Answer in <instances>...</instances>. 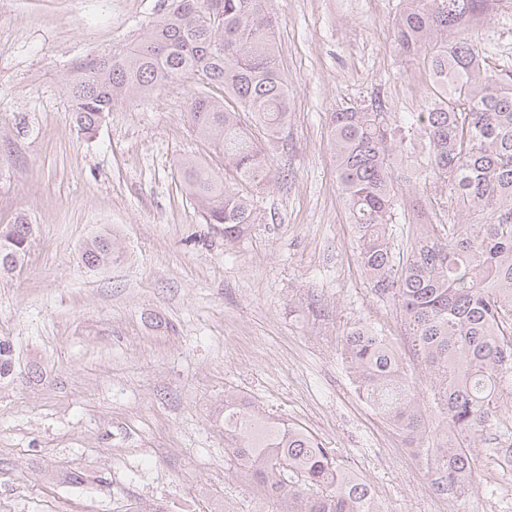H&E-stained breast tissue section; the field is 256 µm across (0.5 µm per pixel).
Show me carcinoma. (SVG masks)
Here are the masks:
<instances>
[{"label":"carcinoma","instance_id":"cac0c4a2","mask_svg":"<svg viewBox=\"0 0 512 512\" xmlns=\"http://www.w3.org/2000/svg\"><path fill=\"white\" fill-rule=\"evenodd\" d=\"M499 2L407 0L395 39L407 55L426 53L431 92L424 108L397 120L374 101L330 116L358 260L375 293L401 308L444 415L432 477L436 492L450 499L476 481L473 440L491 426L512 376V71L487 68L484 46L467 36ZM277 52L264 0H169L126 53L82 63L66 90L78 129L92 133L116 103L145 98L183 73L199 76L206 91L190 97L188 122L236 184L194 156L182 158L178 170L205 223L224 226L228 239L255 221L237 186L267 185L270 150L285 143L288 82ZM242 112L252 114L263 139L242 123ZM416 139L430 174L451 186L466 220L435 224L419 201L417 233L401 252L393 238L392 164ZM31 238L24 219L0 228V276L23 264ZM119 259L109 234L90 238L81 253L88 268ZM342 355L361 399L407 437H432L401 356L377 330L353 326ZM222 422L236 475L280 512H383L371 485L337 465L302 426L264 413L234 390L224 391Z\"/></svg>","mask_w":512,"mask_h":512}]
</instances>
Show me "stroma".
<instances>
[{"label": "stroma", "instance_id": "1", "mask_svg": "<svg viewBox=\"0 0 512 512\" xmlns=\"http://www.w3.org/2000/svg\"><path fill=\"white\" fill-rule=\"evenodd\" d=\"M162 0H0V225L33 226L20 270L0 277V512H268L230 470L215 420L224 391L298 423L365 479L385 512H512V398L473 450L478 477L451 501L432 460L360 399L341 339L363 322L401 354L430 428L442 419L403 314L370 287L337 177L329 116L378 99L396 117L430 92L422 56L394 42L404 0H267L291 121L270 185L239 238L204 223L177 164L220 163L192 133L201 82L174 78L78 130L65 84L86 59L140 39ZM474 37L512 70V0ZM414 144L394 167V244L413 204L463 217L425 176ZM110 233L119 263L91 270L86 240Z\"/></svg>", "mask_w": 512, "mask_h": 512}]
</instances>
